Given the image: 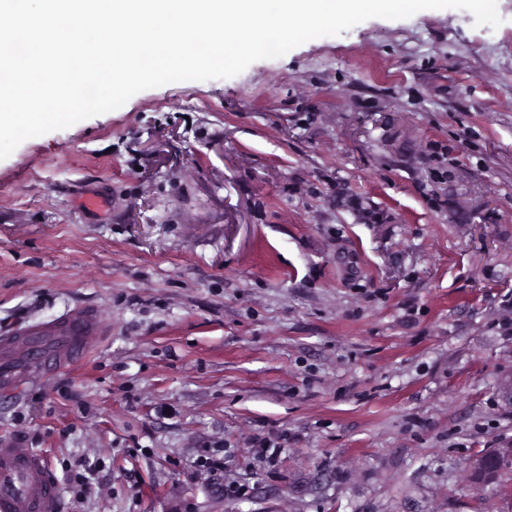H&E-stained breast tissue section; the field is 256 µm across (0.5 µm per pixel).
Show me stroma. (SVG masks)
Returning <instances> with one entry per match:
<instances>
[{
	"label": "stroma",
	"instance_id": "35a3bbf8",
	"mask_svg": "<svg viewBox=\"0 0 512 512\" xmlns=\"http://www.w3.org/2000/svg\"><path fill=\"white\" fill-rule=\"evenodd\" d=\"M497 9L371 18L0 160V336L77 308L107 325L0 393V434L46 455L65 512H512V468L469 470L512 445ZM509 461H512V446L495 448L492 452L477 456L470 461L469 467L474 480L481 484L493 480L500 468Z\"/></svg>",
	"mask_w": 512,
	"mask_h": 512
}]
</instances>
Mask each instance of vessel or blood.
I'll list each match as a JSON object with an SVG mask.
<instances>
[{
	"instance_id": "vessel-or-blood-1",
	"label": "vessel or blood",
	"mask_w": 512,
	"mask_h": 512,
	"mask_svg": "<svg viewBox=\"0 0 512 512\" xmlns=\"http://www.w3.org/2000/svg\"><path fill=\"white\" fill-rule=\"evenodd\" d=\"M103 322L97 311L79 310L51 326H32L0 341V392L43 378L83 358ZM59 483L42 452L0 435V512H60Z\"/></svg>"
}]
</instances>
